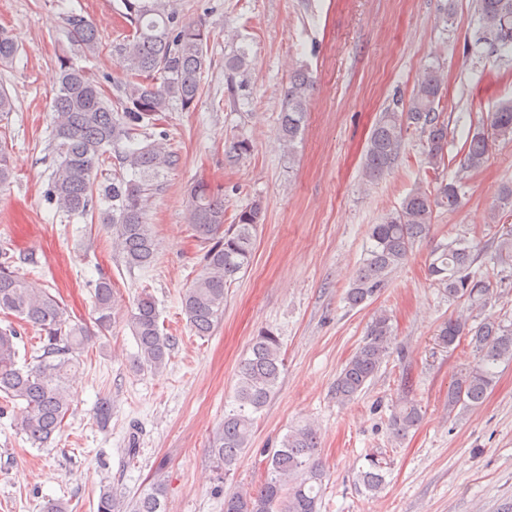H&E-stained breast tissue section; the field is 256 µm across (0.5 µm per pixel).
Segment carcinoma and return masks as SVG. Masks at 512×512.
Returning a JSON list of instances; mask_svg holds the SVG:
<instances>
[{"instance_id": "carcinoma-1", "label": "carcinoma", "mask_w": 512, "mask_h": 512, "mask_svg": "<svg viewBox=\"0 0 512 512\" xmlns=\"http://www.w3.org/2000/svg\"><path fill=\"white\" fill-rule=\"evenodd\" d=\"M479 27L471 52H489L512 59V0H476ZM120 16L128 34L112 45V57L124 78L113 84L112 94L79 58L99 54L97 26L85 16L66 17L70 50L56 60L57 86L51 104V149L55 157L48 195L66 218L96 221L112 227L115 249L126 266L152 265L157 244L145 215L155 185L153 179L176 164L169 147L163 115L178 107L188 111L201 97V80L207 65L210 31L202 20H188L170 0H122ZM20 53L16 39L0 30V63ZM249 52L244 46L224 58L228 78L246 71ZM443 89L442 72L423 70L401 109H387L371 130L365 154V177L381 178L395 163L403 128L425 137L423 161L435 171L448 157L449 121L438 111ZM313 83L304 70L290 77L280 113V137L293 145L307 120ZM512 138V103L501 105L490 117V132L480 127L468 132L460 151L461 171L480 169L493 141ZM113 169L98 177L103 166ZM461 180L440 184L436 193L418 189L400 209L370 228L365 258L351 287L347 303L358 307L385 287L388 275L402 266L414 245L429 237L436 209L459 204ZM187 220L194 237L207 246L203 271L186 289L182 307L188 325L198 336L209 335L224 315L228 284L250 266L257 228L264 222L265 207L254 200L240 210L235 224L224 228V199L207 183L198 181L188 190ZM0 311L39 332L41 347L30 360L19 363L17 329L0 327V393L3 399L22 404L19 428L36 448H44L60 432L72 405V368L92 341L86 323L73 318L66 305L48 289L11 270L17 262L30 263L26 254L1 253ZM499 261L512 265V229L499 240ZM474 247L461 238L440 241L430 252L428 276L433 285L460 307L437 330L445 349L468 341L474 361L460 371L448 389V411L474 409L492 389L498 369L512 363V320L487 314L471 321L493 300L489 272L474 268ZM115 297L112 280L101 277L94 287V324L101 331L112 326ZM127 325L137 344L134 365L140 371L160 373L174 346L163 333L153 296L141 293L127 313ZM393 327L379 312L371 318L364 339L336 378V401L355 400L390 357ZM282 342L270 330L253 337L250 354L241 361L234 392L235 407L224 414V423L209 448L214 468L228 475L248 450L254 414L262 411L277 393L284 369ZM403 388L392 402L389 430L396 440L406 438L423 419L421 405L411 397V378L402 373ZM318 429L311 424L288 431L280 447L267 450V476L253 492L224 496V512H320L323 470L318 460ZM358 473V482L376 494L384 486V466L370 456ZM96 512H166L164 482L154 480L138 495L122 500L112 490L103 491Z\"/></svg>"}]
</instances>
